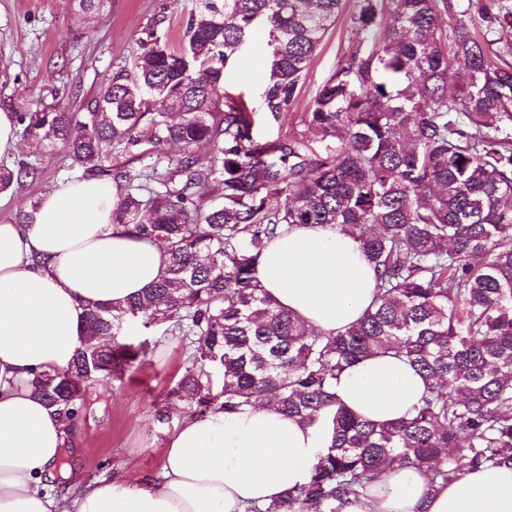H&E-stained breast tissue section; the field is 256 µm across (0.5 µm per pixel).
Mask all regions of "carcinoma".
I'll list each match as a JSON object with an SVG mask.
<instances>
[{
    "mask_svg": "<svg viewBox=\"0 0 512 512\" xmlns=\"http://www.w3.org/2000/svg\"><path fill=\"white\" fill-rule=\"evenodd\" d=\"M342 2L198 0L179 44L150 31L85 111L50 103L17 116L24 136L111 178L123 192L112 223L166 258L148 294L88 310L85 335L108 342L37 377L39 395L71 425L89 385L143 364L149 342L130 339V323L188 341L177 394L193 412L266 401L331 435L305 483L248 512H341L391 462L434 485L512 462V65L467 25L447 30L448 0H390L388 22L384 0H359L363 37L305 114L324 155L255 138L246 104L224 94L229 59L260 29L264 109L288 112ZM473 7L488 33L512 32L508 5ZM157 100L178 120L153 111ZM167 145L182 153L145 171L102 165ZM37 173L1 167L0 193ZM296 224L352 236L376 270L377 304L334 336L255 277L267 242ZM377 354L405 357L426 382L407 418L376 423L337 404L338 374Z\"/></svg>",
    "mask_w": 512,
    "mask_h": 512,
    "instance_id": "carcinoma-1",
    "label": "carcinoma"
}]
</instances>
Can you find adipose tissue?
Masks as SVG:
<instances>
[{
  "label": "adipose tissue",
  "instance_id": "obj_1",
  "mask_svg": "<svg viewBox=\"0 0 512 512\" xmlns=\"http://www.w3.org/2000/svg\"><path fill=\"white\" fill-rule=\"evenodd\" d=\"M118 201L113 183L74 180L50 190L29 223L0 224V512H246L283 497L307 480L329 438L270 404L185 416L152 489L107 477L74 501L49 493L68 425L35 394L36 377L65 367L84 344L88 308L125 305L165 271L154 246L113 224ZM256 277L327 334L377 302L373 266L354 238L328 226L277 235ZM334 392L354 413L384 422L410 414L426 383L405 358L373 356L345 369ZM342 512H512V463L469 468L440 486L393 463Z\"/></svg>",
  "mask_w": 512,
  "mask_h": 512
}]
</instances>
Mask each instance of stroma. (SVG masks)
Returning a JSON list of instances; mask_svg holds the SVG:
<instances>
[{
	"label": "stroma",
	"instance_id": "1",
	"mask_svg": "<svg viewBox=\"0 0 512 512\" xmlns=\"http://www.w3.org/2000/svg\"><path fill=\"white\" fill-rule=\"evenodd\" d=\"M195 5V0H109L92 14L80 11L74 0H0V110L24 112L55 92L73 108L83 107L113 70L132 65L149 28L168 30L171 40H178ZM356 8L357 0H344L286 114L275 117L262 108L266 64L256 53L262 39L227 65L225 89L253 112L261 138L284 143L310 138L304 116L338 59L358 39L350 22ZM12 160L36 165L39 175L0 193V224L16 223L19 214L36 210L50 189L83 176L63 148L50 151L25 137ZM138 337L150 343L144 365L124 379L88 388L73 441L78 455L54 480L52 494L79 498L89 484L111 473L143 489L159 480L163 450L188 413L174 390L189 359L176 337L144 331Z\"/></svg>",
	"mask_w": 512,
	"mask_h": 512
}]
</instances>
